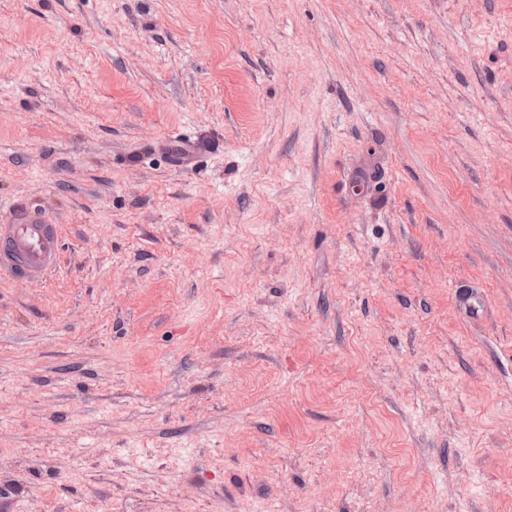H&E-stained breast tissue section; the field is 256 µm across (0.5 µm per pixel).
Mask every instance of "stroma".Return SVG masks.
<instances>
[{"label":"stroma","instance_id":"stroma-1","mask_svg":"<svg viewBox=\"0 0 512 512\" xmlns=\"http://www.w3.org/2000/svg\"><path fill=\"white\" fill-rule=\"evenodd\" d=\"M15 202L0 512H512V0H0ZM61 235L45 211L0 206V271L15 282L46 280L59 269Z\"/></svg>","mask_w":512,"mask_h":512}]
</instances>
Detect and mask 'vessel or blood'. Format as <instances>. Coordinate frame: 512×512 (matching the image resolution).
<instances>
[{
    "label": "vessel or blood",
    "instance_id": "1",
    "mask_svg": "<svg viewBox=\"0 0 512 512\" xmlns=\"http://www.w3.org/2000/svg\"><path fill=\"white\" fill-rule=\"evenodd\" d=\"M61 235L45 211L15 203L0 206V273L16 282L46 280L57 272Z\"/></svg>",
    "mask_w": 512,
    "mask_h": 512
}]
</instances>
